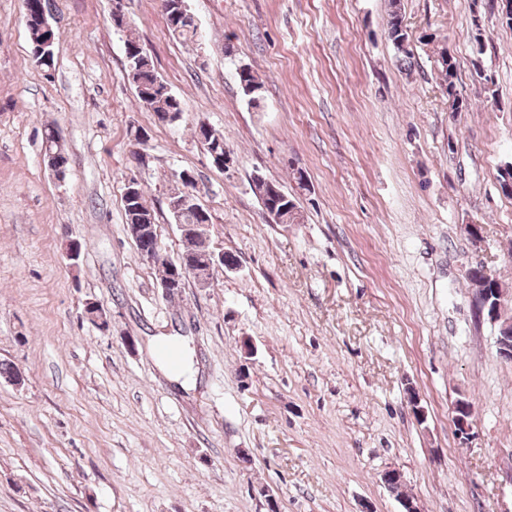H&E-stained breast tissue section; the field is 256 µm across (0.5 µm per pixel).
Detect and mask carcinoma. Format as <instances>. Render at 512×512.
Listing matches in <instances>:
<instances>
[{
  "mask_svg": "<svg viewBox=\"0 0 512 512\" xmlns=\"http://www.w3.org/2000/svg\"><path fill=\"white\" fill-rule=\"evenodd\" d=\"M178 0H167L164 7L168 33L176 40L184 43H197L201 37L195 33V25L178 14ZM388 20L387 36L400 55V61L412 67L413 50L410 47V34L405 24L402 13L401 0H387ZM50 7L49 0H24V17L30 40L40 39L39 15L41 9ZM125 56L127 68L125 73L132 75L129 82L135 88L141 102L149 107L157 117L162 120V115L168 112L181 114L183 112L180 99L174 95L167 83L159 78L151 57L146 53L139 38L133 32H128L125 40ZM236 79L243 92L249 97V104L257 108L261 103L262 82L258 76L248 67H243L236 72ZM436 79L438 85L444 90L448 98V110L459 112L464 106L457 92L456 64L448 51L441 52L436 63ZM274 192H265L258 195L264 209L275 208L282 212L283 223H301V212L296 199L284 192L282 186L272 182ZM127 224H139L146 221L149 224L156 223V214L147 204L144 192H136L134 199L124 198ZM175 223L185 224L187 228L182 230V237L186 243L182 258L186 265L194 269L208 266V258L203 252L204 235L206 227L211 223V217L205 210L191 212L180 217H174ZM470 284L475 291V300L481 302L487 298L496 299V292L500 288L498 281L484 273L483 267L477 266L471 269L468 276Z\"/></svg>",
  "mask_w": 512,
  "mask_h": 512,
  "instance_id": "1",
  "label": "carcinoma"
}]
</instances>
